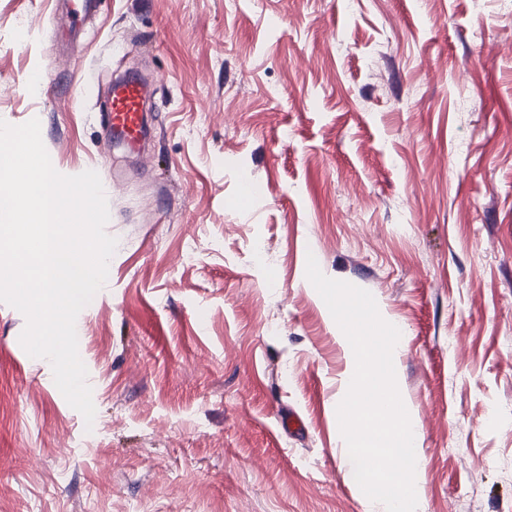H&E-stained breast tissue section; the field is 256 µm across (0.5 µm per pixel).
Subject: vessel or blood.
Masks as SVG:
<instances>
[{"instance_id": "vessel-or-blood-1", "label": "vessel or blood", "mask_w": 512, "mask_h": 512, "mask_svg": "<svg viewBox=\"0 0 512 512\" xmlns=\"http://www.w3.org/2000/svg\"><path fill=\"white\" fill-rule=\"evenodd\" d=\"M146 89L142 81L127 77L116 83L103 115L105 128L131 149L139 148L146 136Z\"/></svg>"}]
</instances>
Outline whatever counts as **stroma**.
I'll use <instances>...</instances> for the list:
<instances>
[{
    "label": "stroma",
    "mask_w": 512,
    "mask_h": 512,
    "mask_svg": "<svg viewBox=\"0 0 512 512\" xmlns=\"http://www.w3.org/2000/svg\"><path fill=\"white\" fill-rule=\"evenodd\" d=\"M71 5L0 0V120L38 118L59 173L114 185L77 335L96 413L0 302V512H385L340 434L351 357L311 255L402 330L418 512H512V10ZM132 71L154 90L140 155L102 128Z\"/></svg>",
    "instance_id": "stroma-1"
}]
</instances>
